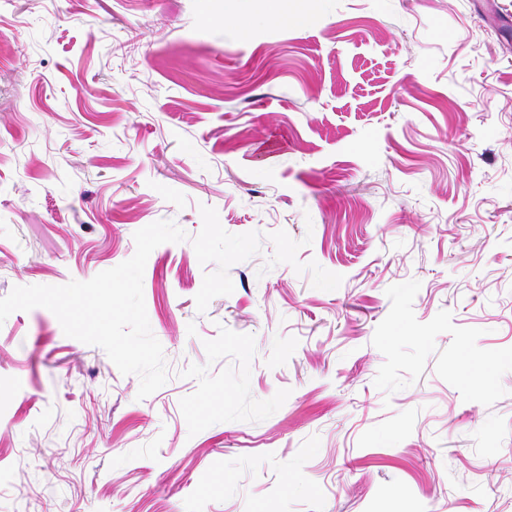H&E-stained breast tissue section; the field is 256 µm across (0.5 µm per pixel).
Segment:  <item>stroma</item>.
<instances>
[{
	"mask_svg": "<svg viewBox=\"0 0 512 512\" xmlns=\"http://www.w3.org/2000/svg\"><path fill=\"white\" fill-rule=\"evenodd\" d=\"M302 7L0 0V297L188 234L145 399L51 311L0 325V512H512V0ZM203 205L264 238L201 314Z\"/></svg>",
	"mask_w": 512,
	"mask_h": 512,
	"instance_id": "1",
	"label": "stroma"
}]
</instances>
